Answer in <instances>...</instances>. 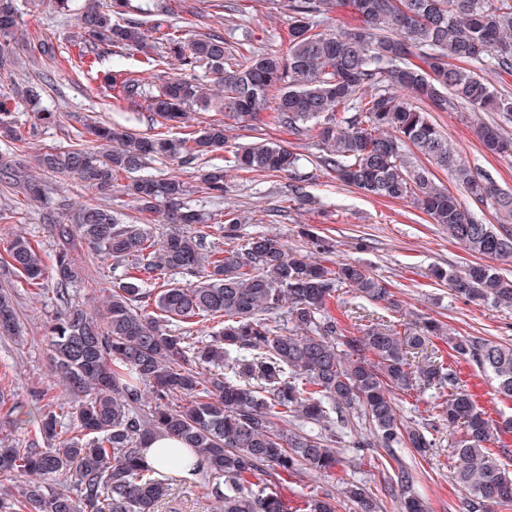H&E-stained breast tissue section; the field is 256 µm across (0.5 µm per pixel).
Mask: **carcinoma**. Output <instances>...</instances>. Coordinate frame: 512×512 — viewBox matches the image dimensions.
I'll use <instances>...</instances> for the list:
<instances>
[{
    "label": "carcinoma",
    "instance_id": "1",
    "mask_svg": "<svg viewBox=\"0 0 512 512\" xmlns=\"http://www.w3.org/2000/svg\"><path fill=\"white\" fill-rule=\"evenodd\" d=\"M344 6L357 24L323 31L324 20ZM127 8L129 0H111L105 8L99 0H85L78 37L94 58L125 59L154 50L161 64L173 58L189 70L207 69L213 85L173 78L154 92L140 71L118 65L108 83L125 100L143 101L163 120L179 124L197 109L222 112L237 123L271 112L293 135L315 130L316 166L340 183L380 198L410 199L431 223L448 226V235L469 252L512 260V233L477 217L492 208L512 219V192L457 155L429 118L431 112L464 108L512 118V97L493 84L512 76V0H288L284 56L245 46L233 54L219 33L187 38L167 6L164 19L112 21ZM20 19L18 0H0V69L14 63V44L28 46ZM30 53L56 60L48 40L31 46ZM87 131L99 149L80 143L43 148L37 169L106 194L120 174L156 159L190 166L228 149L221 120L189 137H146L105 124ZM477 135L490 154L512 150L498 124L480 123ZM0 137L22 141L3 104ZM408 151L448 170L469 200L461 202L429 170L412 167ZM299 161L287 146L263 140L229 149L224 166L200 170L197 180L220 197L228 169L297 177ZM0 170L27 199L70 213V223L56 227L58 244L50 256L28 237L14 235L0 279L54 283L55 374L72 402L64 413L43 416L47 447L18 448L0 439V475L23 479L19 497L0 496V512H160L177 479L161 475L140 456L160 434L182 441L183 447L165 448L163 454L203 473L207 493L223 503V512H288L277 494L253 489L249 478L329 472L339 461L331 444L355 410L372 425L373 435L354 441L355 448H411L423 456L441 426L460 429L452 456L457 482L467 492L462 512H493V506L512 502V472L487 448L493 426L456 370L435 350L416 372L407 367V348L443 335L440 326L426 321L416 331L399 332L391 323L372 322L356 336L330 314L328 303L343 288L398 311L388 283L367 265L311 261L273 234L244 240L246 218L230 211L215 223L185 207L189 186L178 176L124 185L140 213L193 225L155 236L143 223L119 222L109 207L75 209L64 197H48L39 177L12 160L1 161ZM215 235L224 239V248L203 254L207 238ZM76 238L92 255L122 269L101 313L72 298L71 288L82 280L70 250ZM177 274L186 282L155 292L142 287ZM436 278L469 302L512 307V280L489 265L439 270ZM211 320L220 324L218 331L192 336L181 328ZM0 332L18 334L6 293H0ZM448 344L456 360L476 362L512 400L511 346L467 336L450 337ZM418 377L448 390V398L437 418L410 426L393 395L414 389ZM66 418L78 434L58 431ZM345 494L359 512H379V502L365 488L351 485ZM295 512H335V505L329 496L313 497Z\"/></svg>",
    "mask_w": 512,
    "mask_h": 512
}]
</instances>
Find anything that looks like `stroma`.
I'll return each mask as SVG.
<instances>
[{
    "label": "stroma",
    "instance_id": "1",
    "mask_svg": "<svg viewBox=\"0 0 512 512\" xmlns=\"http://www.w3.org/2000/svg\"><path fill=\"white\" fill-rule=\"evenodd\" d=\"M21 25L28 38L50 37L56 48L57 62L37 60L21 52L20 63L12 71H0V98H8L15 123L22 132V142L0 140V155L9 154L33 167L41 149L73 143H89L84 127L86 118L118 120L133 132L148 136L161 125L145 104L132 105L122 100L117 91L98 83H87L70 68L68 61L78 58L82 44L73 38L77 14L57 10L50 0H19ZM288 0H244L233 22L220 28L229 48L250 43L260 52L285 54L288 50ZM36 87L38 104L23 97V86ZM56 112L57 121H40L38 108ZM433 119L447 135L453 149L469 164L490 171L500 187L512 192V155H492L480 143L475 127L488 121L485 112H437ZM230 145L248 144L260 139L289 143L301 154L302 171L307 178L301 187L307 203L295 202L287 175L271 176L232 172L226 178L223 198L210 197L198 182H191L187 203L191 208L223 220L225 212L236 211L247 216L242 225L243 236L273 233L288 247L308 250L303 229H312L335 245L337 259L367 263L374 274L385 280L396 296L400 311L394 316L397 330H404L427 318L440 320L453 336H476L512 345V307L490 304L475 305L452 295L447 284L434 278L432 271L440 267L462 271L478 263L453 241L445 226L430 223L428 217L411 201H390L364 194L360 190L336 182L312 162L314 141L310 137L291 135L272 118L250 126L230 124ZM48 191L66 196L73 205L102 204L121 214L124 221L140 220L134 204L122 192L129 181L120 176L111 195H97L79 181L56 173H41ZM23 233L46 253L57 245L54 225L45 206L15 195L11 184L0 181V257L16 233ZM364 248H357V241ZM72 255L84 270L83 281L74 286L75 302L88 309L104 305L105 290L112 285L110 261L91 255L86 244L74 243ZM23 329L21 341L0 336V437L12 439L20 448L29 445L45 447L46 439L38 421L15 428L13 421L20 411L32 408L36 394L45 402L63 403L68 393L54 374L52 353L48 346L49 327L56 308L51 291L36 293L24 279L6 282ZM330 313L349 331L374 317L384 316L380 305L346 291H339L328 306ZM461 380L475 397L478 407L491 421L512 415V400L503 398L489 373L474 362L456 365ZM445 400L433 387H418L396 392L395 401L401 417L411 423H423L439 411ZM457 432L444 427L435 433V446L419 457L401 448L396 458L360 455L356 449L344 448V461L329 473L317 476L302 474L282 481L264 477L263 487L276 492L289 506H296L310 496L330 493L336 499V512H355V505L343 490L351 484L366 488L376 496L382 512H402L404 492L395 483L398 466L413 474L410 490L420 495L429 512H462L465 491L455 481L456 461L451 445ZM162 512H219V504L205 495L200 477L184 479L172 502Z\"/></svg>",
    "mask_w": 512,
    "mask_h": 512
}]
</instances>
